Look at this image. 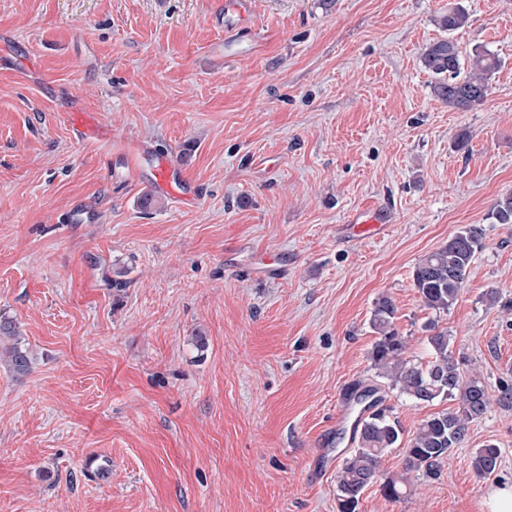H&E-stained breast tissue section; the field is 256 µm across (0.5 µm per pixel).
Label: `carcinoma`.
Here are the masks:
<instances>
[{"label": "carcinoma", "mask_w": 512, "mask_h": 512, "mask_svg": "<svg viewBox=\"0 0 512 512\" xmlns=\"http://www.w3.org/2000/svg\"><path fill=\"white\" fill-rule=\"evenodd\" d=\"M444 31H454L469 22L468 11L460 4L435 19ZM424 68L435 81L433 95L451 110L465 112L484 103L489 81L501 68L502 60L486 48L476 47L462 54L457 42L449 38L428 43L421 54ZM466 75L460 76L461 69ZM490 218L496 224L512 228V195L500 198ZM483 248V229L466 225L436 251L422 258L415 266L413 285L423 306L435 313L448 311L459 299L471 263ZM397 307L389 296L374 302L371 326L377 339L371 351L373 366L390 381V387L416 405H431L440 400H456L458 407L433 413L423 419L407 448L404 449V473L396 480L381 484L384 497L398 501L414 491L410 477L419 472L426 480L439 477L453 448L466 436L469 423L480 419L492 404L484 383L463 375L455 353L450 348L448 331L438 329V322L425 325L432 358L426 365L409 360L407 339L396 327ZM13 340L4 348V357L18 374L29 372L31 361L16 336L15 324L0 321V340ZM359 446L346 456L337 471L336 500L338 512H357L364 490L378 479L379 462L385 451L401 444L403 428L387 407L372 410L355 425ZM500 449L488 443L476 449L472 466L479 476L492 474L499 462Z\"/></svg>", "instance_id": "cac0c4a2"}]
</instances>
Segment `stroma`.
<instances>
[{
    "mask_svg": "<svg viewBox=\"0 0 512 512\" xmlns=\"http://www.w3.org/2000/svg\"><path fill=\"white\" fill-rule=\"evenodd\" d=\"M450 2L251 0L227 63L224 0H0V316L31 358L25 375L0 362V512H337L355 384L408 439L453 406L412 405L373 369L383 295L409 359L429 361L434 319L465 375L494 398L512 385V229L490 219L512 194V0H459L453 39L503 61L468 112L421 62ZM76 110L109 137L76 140ZM140 145L179 163L198 206L151 195ZM79 205L89 221L69 223ZM372 207L391 217L379 235L351 221ZM468 224L484 246L433 318L412 271ZM266 253L283 279L252 274ZM489 442L501 462L480 477ZM92 450L105 481L81 468ZM403 460L382 456L357 512H486L512 480V407L386 500ZM443 31H454L465 27L469 22L468 11L460 4L448 6V11L435 19ZM500 449L494 443H488L477 448L472 456V466L479 476L491 475L497 468Z\"/></svg>",
    "mask_w": 512,
    "mask_h": 512,
    "instance_id": "stroma-1",
    "label": "stroma"
}]
</instances>
